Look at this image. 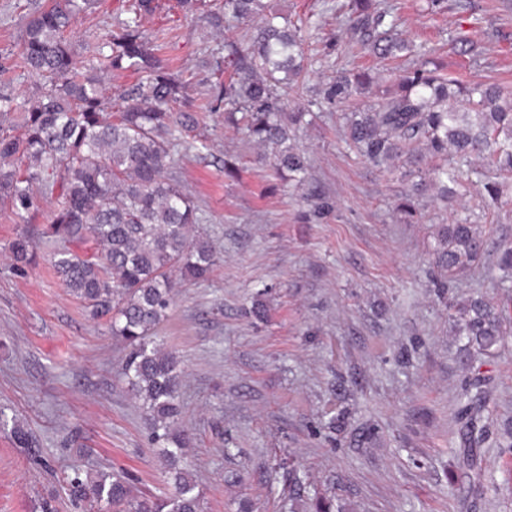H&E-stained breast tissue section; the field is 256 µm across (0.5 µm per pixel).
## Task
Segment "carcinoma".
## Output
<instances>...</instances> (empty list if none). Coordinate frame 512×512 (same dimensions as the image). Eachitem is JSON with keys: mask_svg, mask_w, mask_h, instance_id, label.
<instances>
[{"mask_svg": "<svg viewBox=\"0 0 512 512\" xmlns=\"http://www.w3.org/2000/svg\"><path fill=\"white\" fill-rule=\"evenodd\" d=\"M98 0H51L33 12L21 34L20 67L42 83L39 94L18 102L0 94V116L23 113L22 123L0 128V200L21 216L39 207L40 195L56 196L58 206L47 233L67 246L52 260L68 292L85 302L94 319H107L112 335L126 344L120 374L145 412L151 443L159 448L173 490L163 496L137 497L126 478L102 472L91 478L76 471L68 477L69 496L89 510L105 504L116 512H203L200 492L185 462L186 442L179 429L182 371L176 357L154 336L173 303L176 283L206 278L217 265L215 249L196 224L197 207L167 176L174 149L206 147L194 136L199 115L192 111L187 85L158 55L144 22L159 0H130L124 16L114 18L107 53L79 60L67 35L74 19L97 7ZM184 16H204L223 28L251 23L244 40L224 47V57L208 61L224 104V125L264 149L272 175L300 184L308 173L304 157L288 145L289 125L302 113H288V92L305 69V44L312 23L288 24L265 0H223L222 10L205 9V0H177ZM355 43L385 61L409 51L399 37L400 17L376 0H347L340 7ZM131 73L117 97L103 82L110 73ZM374 71L338 72L329 78L323 99L344 104L354 93L379 84ZM347 144L375 166L395 161L412 190L438 189L456 194L461 180L476 176L483 186L481 216L512 204L504 180H512V96L481 82L466 84L442 76L427 63L398 74L366 108L345 116ZM474 214L465 211L439 225L434 255L454 281L479 259L484 238ZM14 268L36 261L33 239L22 233L8 244ZM501 287L512 282V247L503 248ZM512 318L481 298L455 308L454 335L465 351L490 358ZM480 392L461 410V431L483 433ZM20 448L31 447L18 422L0 428ZM310 512H342L330 495L312 489Z\"/></svg>", "mask_w": 512, "mask_h": 512, "instance_id": "obj_1", "label": "carcinoma"}]
</instances>
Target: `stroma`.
<instances>
[{"label":"stroma","mask_w":512,"mask_h":512,"mask_svg":"<svg viewBox=\"0 0 512 512\" xmlns=\"http://www.w3.org/2000/svg\"><path fill=\"white\" fill-rule=\"evenodd\" d=\"M290 19L319 21L310 43L311 73L288 97L311 108L294 126L308 180L294 187L258 163L261 150L224 126L206 61L242 40L246 25L216 31L161 0L145 23L159 55L180 70L200 115L207 147L178 152L168 175L198 207L199 232L220 253L204 281L179 283L157 329L185 370L182 425L187 461L204 512H236L252 498L258 512H283L289 469L304 473L349 512H512V321L494 357L465 356L450 305L481 295L499 304L496 262L512 245V206L482 220L485 248L470 276L444 282L435 264L436 225L450 211L476 208L477 196L437 201L418 196L419 221L396 207L408 182L373 166L343 140V112L367 107L355 94L343 107L321 89L341 69H380L336 19L341 0H276ZM404 38L427 52L439 73L500 85L512 93V0H447L427 14L426 0H387ZM49 0H0V92L27 99L37 82L16 62L30 13ZM118 0L79 15L80 58L112 31ZM482 20L481 55L456 37ZM239 168L224 175L225 162ZM56 198L25 216L0 208V407L32 436L16 447L0 431V512H86L71 501L73 471L124 473L134 495L169 491L168 475L147 438L143 414L118 366L126 353L105 321L63 288L45 236ZM33 230L39 265L13 268L6 244ZM262 300L263 317L252 307ZM477 374L489 380L486 431L477 447L460 433V394Z\"/></svg>","instance_id":"35a3bbf8"}]
</instances>
